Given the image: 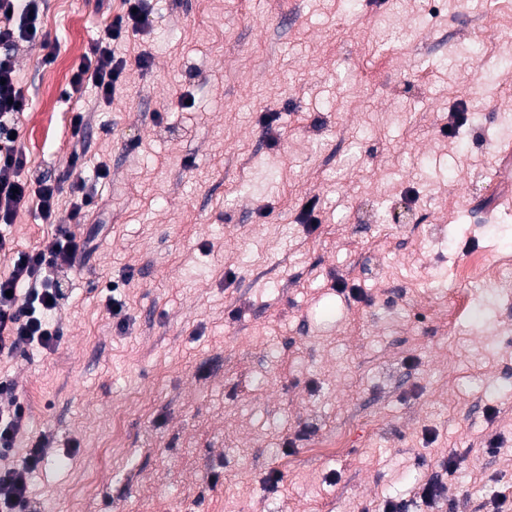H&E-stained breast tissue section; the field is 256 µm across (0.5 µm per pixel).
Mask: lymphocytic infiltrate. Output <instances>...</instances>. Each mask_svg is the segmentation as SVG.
Returning <instances> with one entry per match:
<instances>
[{
    "label": "lymphocytic infiltrate",
    "instance_id": "obj_1",
    "mask_svg": "<svg viewBox=\"0 0 512 512\" xmlns=\"http://www.w3.org/2000/svg\"><path fill=\"white\" fill-rule=\"evenodd\" d=\"M124 4L125 13L106 24L103 37L74 71L71 93L91 88L100 100L111 101L125 70L112 44L149 24L146 0H124ZM39 12L40 0H0V45L7 48L6 54H0V222L4 224L12 223L17 211L30 204L46 219L63 199L76 219H85L97 207L94 192L83 178L65 187L50 181L34 186L22 177L28 157L11 134L19 130L28 100L18 84L11 51L22 44H45L37 25ZM90 244V237L61 228L34 249L20 251L13 238L0 235V254L11 259L9 273L0 277V356H23L33 349L53 352L60 347L63 284L87 257ZM22 437L27 443L18 456L14 448ZM51 444L49 433L31 432L28 408L19 395L0 399V512H39L32 479L42 469Z\"/></svg>",
    "mask_w": 512,
    "mask_h": 512
}]
</instances>
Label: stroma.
<instances>
[{
  "label": "stroma",
  "mask_w": 512,
  "mask_h": 512,
  "mask_svg": "<svg viewBox=\"0 0 512 512\" xmlns=\"http://www.w3.org/2000/svg\"><path fill=\"white\" fill-rule=\"evenodd\" d=\"M358 3L150 0L107 104L69 82L123 0H42L47 49L14 51L23 176L111 172L61 346L0 357L55 437L34 479L55 512L512 500V289L454 276L512 255V0ZM462 102L480 118L449 130ZM70 222L28 207L10 233L27 251ZM449 456L434 509L417 490Z\"/></svg>",
  "instance_id": "stroma-1"
}]
</instances>
